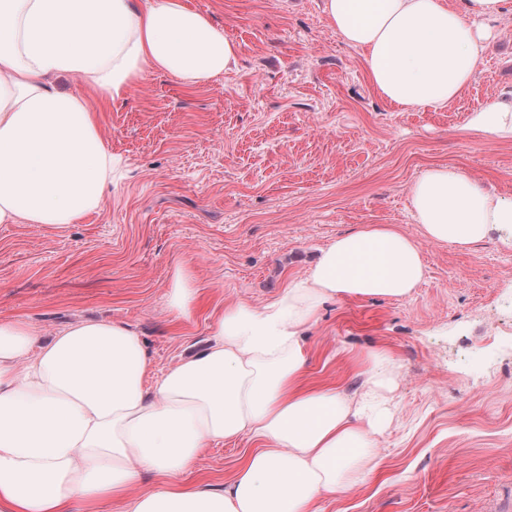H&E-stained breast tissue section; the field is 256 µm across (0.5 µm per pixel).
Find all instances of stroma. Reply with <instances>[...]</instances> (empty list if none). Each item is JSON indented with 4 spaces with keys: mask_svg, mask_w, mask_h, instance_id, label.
Listing matches in <instances>:
<instances>
[{
    "mask_svg": "<svg viewBox=\"0 0 512 512\" xmlns=\"http://www.w3.org/2000/svg\"><path fill=\"white\" fill-rule=\"evenodd\" d=\"M189 3L240 45L237 67L194 87L150 73L100 105L129 175L76 223L0 224V319L46 336L79 318L127 324L158 375L205 347L213 311L273 299L337 235L394 225L420 240L423 282L404 300L328 303L304 336L310 385L356 390L370 350L399 365L379 476L321 510L498 512L512 502V251L423 241L408 190L450 165L512 199V140L463 129L512 90V13L459 100L405 111L375 91L320 0ZM181 267L199 299L178 320ZM259 447L242 436L201 449L187 485L224 489Z\"/></svg>",
    "mask_w": 512,
    "mask_h": 512,
    "instance_id": "1",
    "label": "stroma"
}]
</instances>
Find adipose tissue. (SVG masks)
Wrapping results in <instances>:
<instances>
[{
    "label": "adipose tissue",
    "instance_id": "1",
    "mask_svg": "<svg viewBox=\"0 0 512 512\" xmlns=\"http://www.w3.org/2000/svg\"><path fill=\"white\" fill-rule=\"evenodd\" d=\"M512 0H323L329 26L360 50L378 94L401 109L444 108L477 76L492 24ZM240 47L187 0H0V224H72L125 177L96 105L157 71L194 86L236 67ZM78 83L59 90L55 79ZM465 128L512 140V94ZM427 241L466 250L495 232L512 250V199L454 167L409 188ZM419 244L390 224L336 237L262 306H229L202 351L153 375L130 326L81 320L42 337L0 320V512H318L368 483L394 416L399 366L365 355L359 391L299 386L303 334L330 301L402 300L425 278ZM262 442L221 491L185 490L210 444ZM157 486L138 492L144 474Z\"/></svg>",
    "mask_w": 512,
    "mask_h": 512
}]
</instances>
